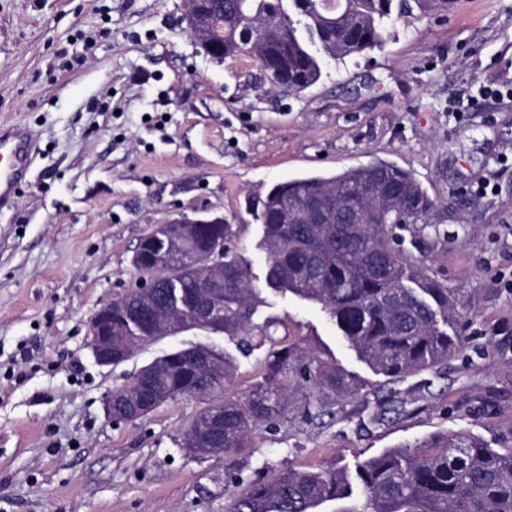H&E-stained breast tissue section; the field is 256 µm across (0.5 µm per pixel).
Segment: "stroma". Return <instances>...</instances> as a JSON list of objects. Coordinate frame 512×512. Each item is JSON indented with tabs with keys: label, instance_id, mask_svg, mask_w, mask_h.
Here are the masks:
<instances>
[{
	"label": "stroma",
	"instance_id": "obj_1",
	"mask_svg": "<svg viewBox=\"0 0 512 512\" xmlns=\"http://www.w3.org/2000/svg\"><path fill=\"white\" fill-rule=\"evenodd\" d=\"M185 0H0V126L38 145L0 205V512H225L228 468L273 481L387 448L463 433L512 450V99L453 116L480 85L512 87V0H412L383 46L297 96L271 92L248 58L216 61L187 32ZM382 160L410 170L437 208L405 225L410 263L455 290L446 369L390 382L320 305L264 292L273 341L332 359L362 386L349 416H310L300 387L232 460L187 453L201 399L117 424L104 399L189 342L191 330L98 365L88 323L134 288L141 238L174 214L223 216L256 279L267 255L247 198L304 174ZM487 195H476L481 182ZM405 402L382 422L377 401Z\"/></svg>",
	"mask_w": 512,
	"mask_h": 512
}]
</instances>
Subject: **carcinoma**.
<instances>
[{
    "label": "carcinoma",
    "instance_id": "carcinoma-1",
    "mask_svg": "<svg viewBox=\"0 0 512 512\" xmlns=\"http://www.w3.org/2000/svg\"><path fill=\"white\" fill-rule=\"evenodd\" d=\"M393 0H218L210 45L224 60L248 56L268 77L281 64L288 77L273 91L297 95L317 84L326 60L345 62L382 46ZM265 28L264 39L246 43L243 28ZM326 209L357 207L371 214L367 224H308L305 204ZM263 228L268 254L267 289L316 303L329 315L357 356L375 372L400 382L434 369L459 351L458 340L441 328L458 316L454 291L408 263L392 247V230L429 224L436 209L412 173L377 161L334 174H307L277 183L249 198ZM230 224L196 225L195 246L221 251L224 258V317L200 328L238 338L249 354L262 347L251 332L261 289L249 265L230 246ZM167 265L181 272L186 296L195 297L199 272L184 264L183 253L167 254ZM210 364L200 368L188 349L174 350L151 363L129 384L112 391L115 410L124 412L137 395L166 401L183 396L217 399L224 411V441L202 436L184 439L199 448L234 454L252 432L274 424L292 396L291 379L330 397L321 405L331 418L345 417L344 402L361 396L355 380L315 352L293 344L270 351L259 377L243 399L224 396L236 359L226 350L200 346ZM228 512H320L327 502L336 512H512V452L499 453L479 439L447 435L416 448H386L354 468L317 472L288 470L266 484L245 480Z\"/></svg>",
    "mask_w": 512,
    "mask_h": 512
}]
</instances>
